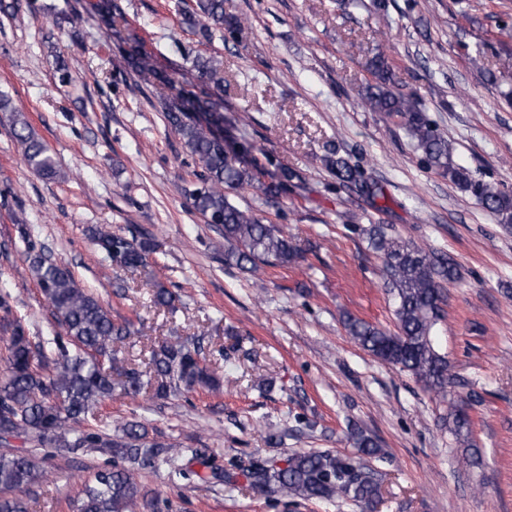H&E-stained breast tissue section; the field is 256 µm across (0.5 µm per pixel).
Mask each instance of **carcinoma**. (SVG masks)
I'll return each instance as SVG.
<instances>
[{
  "label": "carcinoma",
  "mask_w": 512,
  "mask_h": 512,
  "mask_svg": "<svg viewBox=\"0 0 512 512\" xmlns=\"http://www.w3.org/2000/svg\"><path fill=\"white\" fill-rule=\"evenodd\" d=\"M92 10L138 77L146 82L153 77L177 89L160 97V108L195 167L196 182L185 190L186 198L224 238L225 263L257 275L267 267L296 262L299 250L288 236L276 225L264 223L252 208L237 205L229 195L250 187L265 204L275 206L300 175L283 165L268 169L261 162L265 153L260 148L238 139L227 128L222 134L214 130L224 124L223 59L191 46L179 47L181 59L190 64L187 71L191 77L184 76L178 83L174 75L181 74L182 68L174 69L171 76L159 74L141 55L143 39L131 28L120 0H97ZM245 23L227 10L226 0H194L193 7L181 13V24L200 44L210 41L216 31L235 39ZM370 72L373 83L367 87L365 106L400 118L428 166L470 193L501 223L511 225L512 194L472 180L454 163L448 139L431 124L417 99L395 87L387 58L381 54L373 57ZM11 126L26 165L46 178L60 176L49 145L35 134L26 117L11 113ZM324 161L341 186L373 201L383 197L382 187L367 181L358 165L334 152ZM361 232L381 260L380 272L393 303L397 331L348 315L345 327L349 335L376 359L399 368L436 397L449 401L448 429L453 434L469 432L472 421L465 401L458 397L448 357L435 341L436 326L444 318V288L457 278L456 263L444 253L402 239L388 225L371 224ZM91 237L112 265L131 272L141 269L154 280L155 305H172L176 294L154 279L150 270V259L158 250L151 235L132 230L126 236L99 226L91 230ZM21 239L31 274L60 331L35 336L20 319L6 324L11 336L7 372L0 376V440L23 436L61 454L86 448L107 457L73 501V512H128L145 496L139 471L166 467L169 474L183 476V469L174 467L183 450L149 438L148 429L138 420L124 423L122 435L115 438L93 427L91 421L103 403L117 388L132 400L141 396L167 399L197 389L218 394L220 379L205 364L201 349L179 337L152 347L144 369L127 366L118 345L131 335L133 321H115L110 309L83 288L69 269L52 259L47 250H34L28 232L21 231ZM348 440L355 448L352 456L327 450L295 452L282 467L274 460H254L242 472L252 486L283 498H343L371 508L381 497L382 480L364 458L378 454V444L355 427L349 428ZM50 480L45 458L30 451L1 452L0 512H28L25 496Z\"/></svg>",
  "instance_id": "1"
}]
</instances>
